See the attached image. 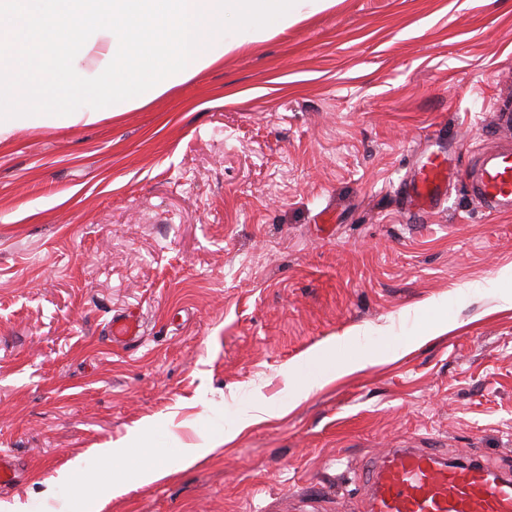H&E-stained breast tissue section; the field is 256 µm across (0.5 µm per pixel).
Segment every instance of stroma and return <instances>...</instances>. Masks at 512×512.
I'll list each match as a JSON object with an SVG mask.
<instances>
[{
	"instance_id": "obj_1",
	"label": "stroma",
	"mask_w": 512,
	"mask_h": 512,
	"mask_svg": "<svg viewBox=\"0 0 512 512\" xmlns=\"http://www.w3.org/2000/svg\"><path fill=\"white\" fill-rule=\"evenodd\" d=\"M512 112V0H337L91 125L0 143V454L26 512H363L369 464L436 448L512 476V213L466 174ZM452 160L439 209L408 207ZM134 312L142 337L108 338ZM335 346L374 363L239 429ZM146 427L171 477L110 498ZM143 436L133 442L127 443L123 448H112V445L96 448L95 453L105 461L112 462V465L101 472V480L110 487L112 498H117L129 490V484L126 480L124 461L129 454L138 452L144 447Z\"/></svg>"
}]
</instances>
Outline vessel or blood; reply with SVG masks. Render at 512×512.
<instances>
[{
    "mask_svg": "<svg viewBox=\"0 0 512 512\" xmlns=\"http://www.w3.org/2000/svg\"><path fill=\"white\" fill-rule=\"evenodd\" d=\"M497 125L510 140L478 154L468 185L488 212L511 213L512 113H499ZM444 177L440 166H432L409 193L410 206H433ZM140 330V320L126 314L113 318L109 334L114 344L126 345L139 338ZM367 512H512V480L479 462L452 465L431 451L392 448L372 470Z\"/></svg>",
    "mask_w": 512,
    "mask_h": 512,
    "instance_id": "vessel-or-blood-1",
    "label": "vessel or blood"
}]
</instances>
